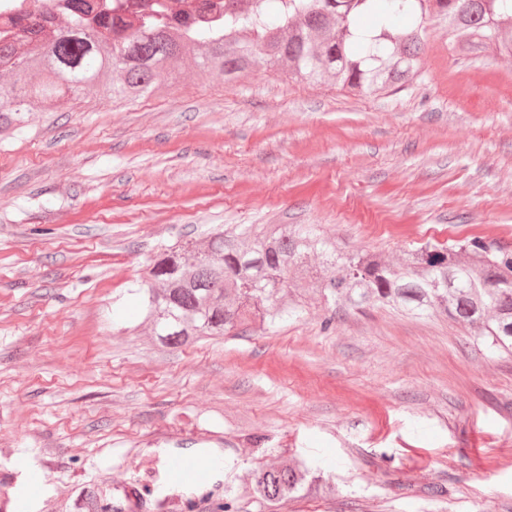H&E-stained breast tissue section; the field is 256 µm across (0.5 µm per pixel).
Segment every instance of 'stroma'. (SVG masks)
<instances>
[{
    "label": "stroma",
    "mask_w": 512,
    "mask_h": 512,
    "mask_svg": "<svg viewBox=\"0 0 512 512\" xmlns=\"http://www.w3.org/2000/svg\"><path fill=\"white\" fill-rule=\"evenodd\" d=\"M413 82L355 96L273 63L133 100L78 91L0 132V512H512V353L447 316L319 302L162 346L150 260L217 225L314 228L403 264L478 237L512 249V59L421 32ZM174 455L212 459L196 491ZM285 457L330 493L244 489ZM44 482L29 491L32 472ZM113 490L112 509L116 512H140L144 510L141 491L133 483H116Z\"/></svg>",
    "instance_id": "obj_1"
}]
</instances>
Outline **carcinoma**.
Instances as JSON below:
<instances>
[{"label":"carcinoma","instance_id":"1","mask_svg":"<svg viewBox=\"0 0 512 512\" xmlns=\"http://www.w3.org/2000/svg\"><path fill=\"white\" fill-rule=\"evenodd\" d=\"M42 10L0 39V128L28 122L77 90L138 98L155 80L177 78L187 56L201 77H238L265 60L300 80L326 78L353 94H378L419 73L427 20L448 27V49L512 57V0H224L207 25L145 11L128 24L112 7L83 5L44 29ZM146 316L163 344L224 336L258 318L272 325L309 305L310 290L336 308L388 306L408 316L441 313L512 349V251L480 239L427 245L394 266L376 253L343 255L302 228L217 229L197 244L165 249L147 272ZM312 472L286 459L251 472L250 494L269 504L309 489Z\"/></svg>","mask_w":512,"mask_h":512}]
</instances>
